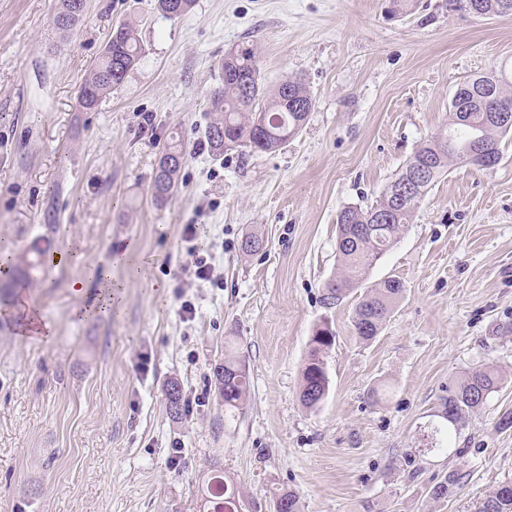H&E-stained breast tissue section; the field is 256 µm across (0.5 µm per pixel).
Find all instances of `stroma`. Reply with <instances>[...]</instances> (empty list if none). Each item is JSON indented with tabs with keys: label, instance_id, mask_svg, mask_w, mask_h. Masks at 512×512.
<instances>
[{
	"label": "stroma",
	"instance_id": "1",
	"mask_svg": "<svg viewBox=\"0 0 512 512\" xmlns=\"http://www.w3.org/2000/svg\"><path fill=\"white\" fill-rule=\"evenodd\" d=\"M57 6L0 0V244L45 252L38 282L0 293V512H202L216 469L239 512H270L288 490L300 512H476L511 481L512 430L497 422L512 411V136L494 169L440 178L374 264L369 283L396 277L405 293L373 340L353 326L363 289L332 309L320 298L338 212L375 202L421 142L447 133L461 82L512 64V17L448 0H410L397 15L390 0H195L170 20L156 0H88L62 39ZM121 23L142 58L98 111H78ZM242 46L267 86L300 78L315 107L279 151H194L220 64ZM173 138L185 162L160 208L151 177ZM187 224L200 225L223 286L194 279ZM249 233L264 247L247 255ZM105 280L111 310L77 317ZM23 302L49 338L21 334ZM325 318L331 385L313 412L301 370ZM228 341L250 374L231 414L210 388ZM483 363L501 388L462 424L453 454L426 451L421 431L449 383ZM171 380L191 413L167 411ZM452 470L454 496L433 498Z\"/></svg>",
	"mask_w": 512,
	"mask_h": 512
}]
</instances>
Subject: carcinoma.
<instances>
[{
  "instance_id": "obj_1",
  "label": "carcinoma",
  "mask_w": 512,
  "mask_h": 512,
  "mask_svg": "<svg viewBox=\"0 0 512 512\" xmlns=\"http://www.w3.org/2000/svg\"><path fill=\"white\" fill-rule=\"evenodd\" d=\"M195 0H157L158 10L170 19L180 18L194 6ZM482 18L512 16V0H448ZM86 0H60L52 19L54 30L62 36L72 33L85 17ZM142 48L134 29L121 24L112 30L104 50L90 67L81 83L78 110L93 112L119 87L127 73L140 61ZM222 87L216 99V112L206 126L204 140L214 156L234 147L254 151L275 152L283 148L304 127L313 110V99L299 79L288 78L272 90L263 82L250 48H238L224 56L220 65ZM506 103L512 108V90L503 74L492 72L464 82L452 97L448 134L436 135L422 142L413 157L396 177L410 170L414 163L429 161L428 177L404 198L393 194L388 185L376 203L361 207L348 205L337 215L336 252L339 266L326 284L320 303L336 307L348 291L360 288L369 270L398 240L404 228L412 223L420 202L434 183L458 163L485 170L501 159V138L512 132V124L492 119L494 105ZM183 163L180 146L163 147L152 178V197L156 205L166 204L178 186ZM0 288H26L30 274L11 262V254L0 246ZM404 292V283L388 277L371 286L355 309L353 323L359 339L368 341L379 332ZM335 342V330L328 320L316 327L302 368L299 398L302 405L314 409L329 393L330 377L326 357ZM214 390L227 410H239L247 399L249 374L245 359L232 345L224 346V360L213 369ZM502 384L499 371L491 365H480L465 372L448 385V395L440 399L437 417L445 424L434 428L443 434L451 449L452 431L480 409L487 398ZM169 414L178 417L184 409L183 389L176 381L165 388ZM223 483L224 494L207 490L205 503L209 512H226L225 505L237 503L234 484L216 474L208 484ZM457 472L451 471L434 487L437 499L454 495ZM275 512H299L298 499L292 492H281L273 500ZM478 512H512V482L495 488L478 507Z\"/></svg>"
}]
</instances>
